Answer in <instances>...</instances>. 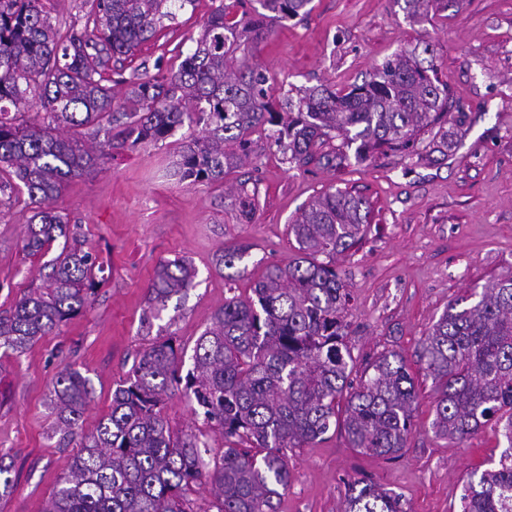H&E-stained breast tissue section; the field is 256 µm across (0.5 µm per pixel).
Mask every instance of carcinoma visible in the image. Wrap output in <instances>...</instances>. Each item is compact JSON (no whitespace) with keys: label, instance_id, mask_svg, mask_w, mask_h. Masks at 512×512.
<instances>
[{"label":"carcinoma","instance_id":"cac0c4a2","mask_svg":"<svg viewBox=\"0 0 512 512\" xmlns=\"http://www.w3.org/2000/svg\"><path fill=\"white\" fill-rule=\"evenodd\" d=\"M244 2L219 0L177 71L134 82L115 69L107 86L110 62L133 54L175 18L173 9L194 0H91L83 28L74 24L64 34L41 0H0V113L31 99L44 113L35 122L0 120V195L33 212L25 251L46 252L64 239L51 273L0 314L3 354L21 356L91 305L100 284L97 257L82 249L52 202L66 182L106 163V149L200 126L204 136L183 146L173 175L212 182L243 162L245 136L256 127H275V143L290 164L340 166L348 161L340 148H316L340 137L346 146L358 144L361 162L414 152L420 135L447 116L448 84L406 51L344 94L327 85L299 89L276 107L268 77L246 49L269 34L271 22L306 13L311 0H255L249 11ZM400 2L417 24L442 0ZM83 127L104 137L99 146L65 134ZM371 221L369 202L350 191L315 198L289 225L295 261L268 267L251 296L224 300L196 339L190 368L183 369L186 349L169 330L137 353L112 391L110 413L91 433L79 425L90 380L64 367L47 404L56 430L80 437L81 449L43 512H193L189 493L201 487L216 512H279L280 490L291 481L287 451L313 447L339 422L359 453L397 457L413 430L415 381L400 355L386 351L354 382L344 323L350 292L336 270V256L357 248ZM247 251L224 248L216 262L231 268ZM196 278L185 258L160 263L148 288L147 320L160 319L170 300L184 299ZM423 358L437 390L436 433L461 441L492 421L507 442L497 466L467 473L462 512H512V271L450 304L433 324ZM177 392L194 420L180 434L163 414ZM209 433L224 440L218 459L209 458ZM11 471L0 462L1 498L15 487ZM344 512L405 510L397 495L357 480Z\"/></svg>","mask_w":512,"mask_h":512}]
</instances>
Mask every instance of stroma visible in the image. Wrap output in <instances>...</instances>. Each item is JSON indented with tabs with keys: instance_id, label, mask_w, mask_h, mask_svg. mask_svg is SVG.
<instances>
[{
	"instance_id": "stroma-1",
	"label": "stroma",
	"mask_w": 512,
	"mask_h": 512,
	"mask_svg": "<svg viewBox=\"0 0 512 512\" xmlns=\"http://www.w3.org/2000/svg\"><path fill=\"white\" fill-rule=\"evenodd\" d=\"M215 6L196 0L194 9L179 11L125 61V78L178 69ZM404 50L434 66L453 112L463 116L454 146L431 161L391 152L338 168H300L288 163L267 125L247 136L245 163L223 183L180 182L169 169L191 135L184 127L116 153L104 169L64 186L53 206L80 225L103 281L86 312L22 356L0 359V455L16 483L0 498V512H41L78 451L54 434L46 405L65 365L91 381L84 431L108 412L113 389L151 342L142 320L159 263L184 257L198 271L179 307L162 314L193 348L225 299L249 296L266 267L295 259L289 224L336 189L365 197L373 210L359 248L336 259L351 293L346 341L359 371L382 352L402 356L418 390L413 433L394 459L349 448L340 428L314 447L289 451L292 480L279 510L341 512L351 483L365 479L401 495L406 512H456L467 472L499 460L506 441L491 426L464 441L435 433L437 392L423 345L450 302L512 267V0H447L416 25L394 0H311L307 14L274 26L253 53L280 102L294 86L348 92ZM242 185L253 196L249 221L235 200ZM30 217L24 203L0 205V312L35 286L47 262L23 249ZM233 245L247 246L244 259L216 267L218 250Z\"/></svg>"
}]
</instances>
